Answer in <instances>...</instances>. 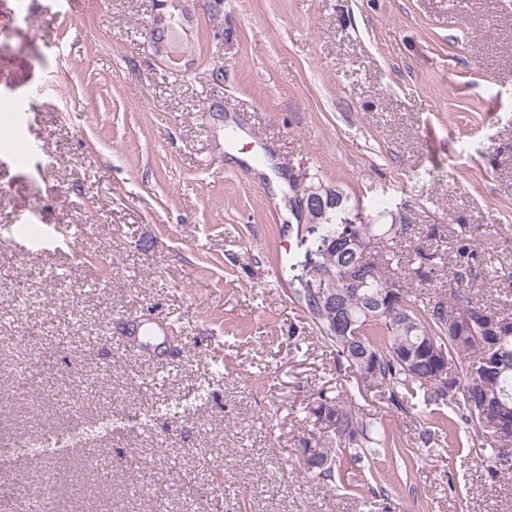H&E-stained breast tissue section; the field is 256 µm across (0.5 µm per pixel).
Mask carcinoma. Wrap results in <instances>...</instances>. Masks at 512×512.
Segmentation results:
<instances>
[{
    "label": "carcinoma",
    "instance_id": "carcinoma-1",
    "mask_svg": "<svg viewBox=\"0 0 512 512\" xmlns=\"http://www.w3.org/2000/svg\"><path fill=\"white\" fill-rule=\"evenodd\" d=\"M317 190L332 200V206L320 220L316 259L308 260L306 273L295 276L298 287L293 294L305 303L313 325L336 351L338 367L352 374L356 389L345 388L334 397L318 393L312 413L327 434L317 443L321 452L305 460L309 472L328 481L340 451L352 449L359 457L368 448L399 447L400 437L394 431L360 412L357 397L364 396L366 389H379L401 418L414 409L415 391L428 386L435 398L457 404L460 419L475 437H512L504 430L512 426V314L495 312L477 298L471 285L476 255L470 245L463 239L457 242L448 305L421 306L408 278L429 281L447 264L445 255L417 249L402 257L396 245L408 229L405 219L345 224L348 198L320 185ZM359 239L371 245L365 259L356 244ZM356 264L365 270V283L340 281L338 268ZM396 281L403 293L395 300L390 288ZM322 286L337 297L340 307L316 299L315 290ZM341 314L358 323L360 335H341L337 326ZM445 363L448 372L442 374ZM66 449L67 442L57 436L29 441L18 453L39 457Z\"/></svg>",
    "mask_w": 512,
    "mask_h": 512
}]
</instances>
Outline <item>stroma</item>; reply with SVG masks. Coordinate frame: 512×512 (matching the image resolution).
Here are the masks:
<instances>
[{
	"label": "stroma",
	"instance_id": "1",
	"mask_svg": "<svg viewBox=\"0 0 512 512\" xmlns=\"http://www.w3.org/2000/svg\"><path fill=\"white\" fill-rule=\"evenodd\" d=\"M61 2L0 0V110L34 145L0 136V512L25 476L52 512H512L462 425L306 474L314 399L355 381L291 294L314 236L289 202L406 218L405 253L467 237L512 312V0H178L182 72L158 0ZM49 436L81 442L18 455Z\"/></svg>",
	"mask_w": 512,
	"mask_h": 512
}]
</instances>
